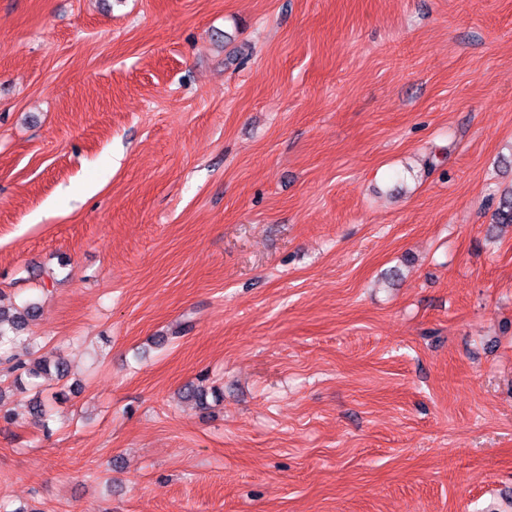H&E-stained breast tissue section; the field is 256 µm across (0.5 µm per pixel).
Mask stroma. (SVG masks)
<instances>
[{
  "label": "stroma",
  "mask_w": 512,
  "mask_h": 512,
  "mask_svg": "<svg viewBox=\"0 0 512 512\" xmlns=\"http://www.w3.org/2000/svg\"><path fill=\"white\" fill-rule=\"evenodd\" d=\"M511 187L512 0H0V501L512 512ZM38 310L36 304L12 311L0 307V365L7 373L15 375L14 383L21 384L26 377L32 388L39 387L38 380L51 371L50 362L39 354L42 345L22 336L28 319Z\"/></svg>",
  "instance_id": "1"
}]
</instances>
